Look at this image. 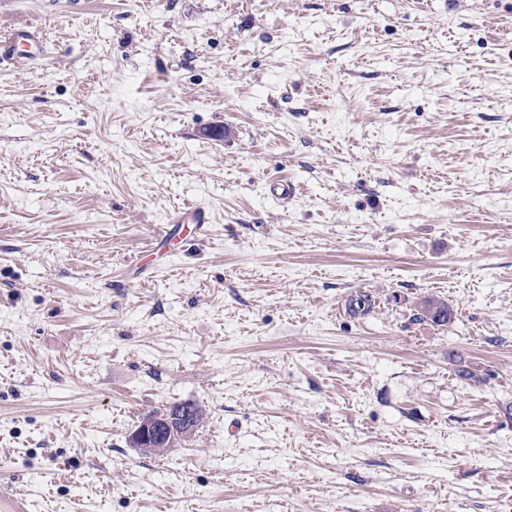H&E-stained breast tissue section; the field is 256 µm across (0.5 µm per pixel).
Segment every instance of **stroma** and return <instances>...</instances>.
<instances>
[{"label":"stroma","instance_id":"35a3bbf8","mask_svg":"<svg viewBox=\"0 0 512 512\" xmlns=\"http://www.w3.org/2000/svg\"><path fill=\"white\" fill-rule=\"evenodd\" d=\"M8 2L49 49L0 66V480L512 512V0ZM188 202L203 237L149 252ZM175 401L203 426L143 454ZM186 414L192 420V424H194V429L193 426H189V430L193 429L192 431H188L183 424V418ZM145 415V417L143 415L138 421L139 425H137L133 432L131 441L134 445V435L138 431L135 435V440L141 446L139 449L148 453H152V450L154 449L156 451L154 453H162L167 448H171L175 443L185 441L199 429V426H201L203 422L202 410L190 402H173L159 411L149 412ZM146 418L154 420L155 424L160 426V432L162 435L159 442L154 439L158 446L156 448H152L154 447V443L151 440L154 434V421H146L140 429L141 423ZM142 443H144V445H142Z\"/></svg>","mask_w":512,"mask_h":512}]
</instances>
